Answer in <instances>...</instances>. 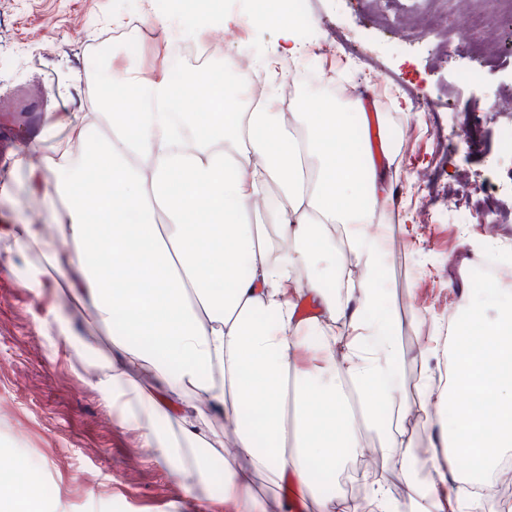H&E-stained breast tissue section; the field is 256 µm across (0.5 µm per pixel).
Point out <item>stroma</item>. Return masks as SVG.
I'll list each match as a JSON object with an SVG mask.
<instances>
[{"label":"stroma","mask_w":512,"mask_h":512,"mask_svg":"<svg viewBox=\"0 0 512 512\" xmlns=\"http://www.w3.org/2000/svg\"><path fill=\"white\" fill-rule=\"evenodd\" d=\"M292 22L303 51H316L327 87L342 89L344 110H363L362 90L379 108L388 238L403 250L386 255L375 278L383 304L402 318L407 356L403 392L411 404L416 379L450 367L441 327L464 322L468 301L495 318L508 296L475 285L474 271L489 255L512 257V168L504 146L512 131V16L475 30L459 49L461 23L479 0H294ZM276 0H220L223 50L205 61H185L181 72L217 71L248 60L261 72L278 62V84L296 81L297 57L284 51L281 27H241L254 10ZM141 27L137 51L115 39L129 14ZM187 39L176 0H156L136 11L133 0H0V99L20 109L0 112V162L21 137L38 136L49 113L83 112L82 88L116 84L130 70L168 79L165 50ZM112 40L99 60L96 39ZM481 87L461 84L463 67ZM22 257L0 239V452L38 486L50 512H227L218 484L179 474L146 446L143 432L123 425L101 399L95 373L112 348L110 331L89 324L82 304L65 289L27 287ZM60 305L75 334L59 343L46 328Z\"/></svg>","instance_id":"35a3bbf8"}]
</instances>
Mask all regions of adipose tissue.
<instances>
[{"label": "adipose tissue", "mask_w": 512, "mask_h": 512, "mask_svg": "<svg viewBox=\"0 0 512 512\" xmlns=\"http://www.w3.org/2000/svg\"><path fill=\"white\" fill-rule=\"evenodd\" d=\"M108 105L50 120L43 137L54 148L43 164L33 162L39 142L21 141L13 153L52 211L55 234L24 217L0 226L19 255L45 259L28 269L29 287L68 273L88 320L111 330L98 388L120 421L142 430L162 458L189 452L190 466L218 478L237 512H266L261 477L294 485L291 512H444L451 499L465 512L444 471L491 468L512 450V304L494 323L468 304L452 341L446 467L393 502L386 473L412 472L418 456L377 420L380 403L399 418L409 406L399 397L400 323L381 312L372 277L385 206L376 169L357 161L360 126L329 101L311 111L303 96L244 108L222 83L194 74L177 91L130 72ZM90 121L105 136L87 147ZM345 253L363 278L327 288L314 260ZM344 292L358 305L340 329ZM306 296L327 319L296 317ZM315 332L322 365L299 370L296 354ZM190 392L232 425L242 466L220 471L194 456L206 439L178 412ZM377 431L383 476L364 499L342 504L312 482L311 470L340 472Z\"/></svg>", "instance_id": "1"}]
</instances>
